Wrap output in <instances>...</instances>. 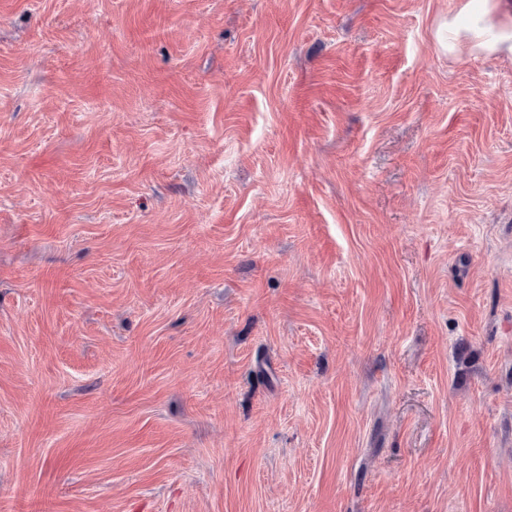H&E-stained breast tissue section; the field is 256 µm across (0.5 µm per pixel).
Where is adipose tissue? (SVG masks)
<instances>
[{
    "label": "adipose tissue",
    "instance_id": "1",
    "mask_svg": "<svg viewBox=\"0 0 512 512\" xmlns=\"http://www.w3.org/2000/svg\"><path fill=\"white\" fill-rule=\"evenodd\" d=\"M434 37L451 56L465 50L512 62V7L505 0H462L438 22Z\"/></svg>",
    "mask_w": 512,
    "mask_h": 512
}]
</instances>
